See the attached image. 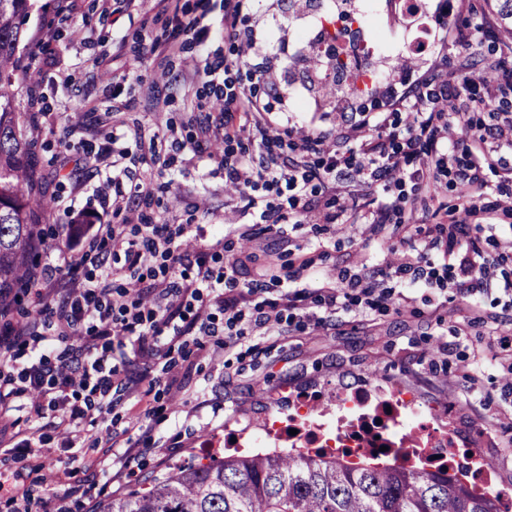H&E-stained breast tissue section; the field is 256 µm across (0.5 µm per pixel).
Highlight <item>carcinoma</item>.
Here are the masks:
<instances>
[{
	"instance_id": "obj_1",
	"label": "carcinoma",
	"mask_w": 512,
	"mask_h": 512,
	"mask_svg": "<svg viewBox=\"0 0 512 512\" xmlns=\"http://www.w3.org/2000/svg\"><path fill=\"white\" fill-rule=\"evenodd\" d=\"M512 38V0H490ZM35 0H0V305L13 304L34 266L49 202L34 196L31 143L16 112L18 46ZM98 512H498L497 494L448 473L394 462L273 452L192 460Z\"/></svg>"
}]
</instances>
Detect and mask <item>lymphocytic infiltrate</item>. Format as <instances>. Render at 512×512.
I'll list each match as a JSON object with an SVG mask.
<instances>
[{
	"instance_id": "lymphocytic-infiltrate-1",
	"label": "lymphocytic infiltrate",
	"mask_w": 512,
	"mask_h": 512,
	"mask_svg": "<svg viewBox=\"0 0 512 512\" xmlns=\"http://www.w3.org/2000/svg\"><path fill=\"white\" fill-rule=\"evenodd\" d=\"M220 2L215 28L178 0H154L171 34L149 51L167 59L198 48L194 74L209 98L162 166L179 171L187 153L214 160L240 224L163 222L146 167L113 198L116 222L89 241L98 274L52 256L29 274L34 309L15 322L0 309V446L49 451L56 480L82 463L84 447L124 445L130 469L154 446L142 426L154 357L167 372L202 351L227 364L243 360L254 337L304 336L339 315L427 324L440 352L427 359L430 372L453 375L483 403L512 397V40L472 0H436L429 51L325 125L270 94L268 72L251 66L269 51L249 25L259 0ZM217 40L223 51L212 50ZM474 47L481 72L448 70L449 50ZM268 236L283 249L244 253V241ZM345 252L350 260L339 261ZM471 336L476 357L464 347ZM116 343L133 362H113ZM120 403L130 414L123 436L89 426L93 412ZM0 495L13 512H62L19 472L0 481Z\"/></svg>"
}]
</instances>
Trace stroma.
Returning a JSON list of instances; mask_svg holds the SVG:
<instances>
[{
  "label": "stroma",
  "instance_id": "35a3bbf8",
  "mask_svg": "<svg viewBox=\"0 0 512 512\" xmlns=\"http://www.w3.org/2000/svg\"><path fill=\"white\" fill-rule=\"evenodd\" d=\"M76 10L64 16L62 0H53L46 12L33 14L26 25L27 38L20 48L23 65L33 56L52 58L40 77L19 85V112L42 115V130L33 141L32 157L39 185L38 197L50 200L46 244L67 251L68 226L73 213L87 211L102 223L112 221L111 206L100 195L111 192L113 178H121L127 165L121 152L131 146L128 133L112 134V113L120 111L130 128L150 132L154 116L146 88L156 65L145 58L137 77L113 85V75L126 70L137 45L138 31L164 42L166 21L149 9L129 12L123 0H115L116 16L102 14L99 0H75ZM198 56L196 47L173 58L169 64L176 80L168 90L167 117L178 138H185L184 114L188 101L202 93L191 74ZM77 144L85 164L74 174L60 171L68 144ZM177 192L163 196L170 222H220L230 207L224 196V176H202L196 162L183 166ZM417 323L393 315L377 325L349 317L309 336H285L259 356L246 357L244 370L213 364L200 355L176 369L172 383L158 381L151 395L168 403L167 413L145 419L161 440L160 447L143 452L133 475L116 473L110 464L72 470L66 485H58L55 456L28 454L15 457L0 447V472L25 468L30 479H45L48 493L63 495L67 486H79L81 500H68V512H94L99 501L120 497L145 487L148 480L174 463L195 459L206 463L224 456L227 433L246 429L269 415L286 410L287 396L295 391H318L336 385L374 379L416 390L425 401L446 411L451 429L467 441L473 454L492 463L495 487L512 497V453L503 446L500 429L488 425L489 417L512 413V405L495 401L480 411L464 402L460 386L435 377L419 366V348L407 339Z\"/></svg>",
  "mask_w": 512,
  "mask_h": 512
}]
</instances>
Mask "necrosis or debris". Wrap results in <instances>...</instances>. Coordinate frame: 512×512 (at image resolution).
<instances>
[{
	"label": "necrosis or debris",
	"mask_w": 512,
	"mask_h": 512,
	"mask_svg": "<svg viewBox=\"0 0 512 512\" xmlns=\"http://www.w3.org/2000/svg\"><path fill=\"white\" fill-rule=\"evenodd\" d=\"M430 0H318L313 15L294 33L296 43L319 36L333 43V63L352 91L376 80L366 59L411 54L428 44L432 29ZM403 20L387 26L388 16ZM252 448L288 443L292 452L323 454L355 464L365 458L428 464L448 469L473 488L493 481V472L467 462L468 445L444 416L409 388L367 382L337 390L332 400L317 393L293 395L287 413L275 414L242 435Z\"/></svg>",
	"instance_id": "4bbe7bcc"
}]
</instances>
